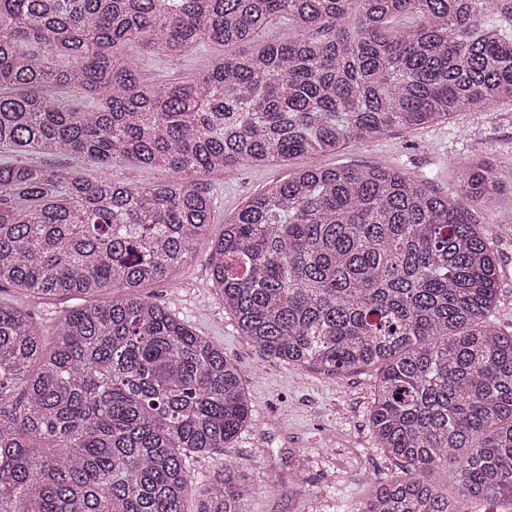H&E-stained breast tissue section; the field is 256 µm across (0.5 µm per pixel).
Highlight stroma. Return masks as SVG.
I'll use <instances>...</instances> for the list:
<instances>
[{
  "label": "stroma",
  "mask_w": 512,
  "mask_h": 512,
  "mask_svg": "<svg viewBox=\"0 0 512 512\" xmlns=\"http://www.w3.org/2000/svg\"><path fill=\"white\" fill-rule=\"evenodd\" d=\"M210 46L193 50L176 66L144 67V80L160 83L206 69L216 57ZM482 158L494 166L512 165V105L483 112H459L428 127L396 129L381 139L317 157L325 168L386 165L412 177L430 179L435 191L452 197L472 222L498 241L506 273L501 283L504 317L512 316V195L482 204L466 197L455 172L458 162ZM298 157L274 165L218 170L206 178L217 202L207 238L196 246L191 262L168 283L143 288L146 299L165 306L199 335L223 348L234 361L251 400L252 421L221 451L193 454L186 467L192 490L186 508L195 512L201 492L222 462L238 465L261 488L249 498L248 512H336V491L367 494L368 481L386 478L391 464L375 446L369 426L375 368L330 377L304 367L267 358L238 332L231 313L211 286V242L220 237L242 204L268 184L286 179L305 166ZM305 481L291 483L293 472ZM283 486L266 490L271 477Z\"/></svg>",
  "instance_id": "stroma-1"
}]
</instances>
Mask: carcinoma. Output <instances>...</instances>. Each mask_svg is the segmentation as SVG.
I'll return each mask as SVG.
<instances>
[{"label": "carcinoma", "instance_id": "cac0c4a2", "mask_svg": "<svg viewBox=\"0 0 512 512\" xmlns=\"http://www.w3.org/2000/svg\"><path fill=\"white\" fill-rule=\"evenodd\" d=\"M275 26L285 35L255 43ZM214 45L156 85L149 60ZM75 90L72 108L47 88ZM512 103V0H0V291L90 298L46 332L0 299V512H186L184 458L251 423L238 366L140 290L167 283L212 224L204 178L306 157L212 242V286L274 360L379 367L374 442L400 473L346 512L512 505V324L496 242L429 181L316 156ZM37 153L161 183L94 181ZM490 203L512 165L458 163ZM455 456L450 486L429 479ZM241 470L198 512H244ZM217 50L212 46L200 47L193 50L177 66L166 64H151L141 70V77L149 82L161 83L165 80H172L182 77L185 74L198 72L206 69L216 57ZM114 181L159 182L168 174L161 168L146 167L135 162H127L113 166L108 171Z\"/></svg>", "mask_w": 512, "mask_h": 512}]
</instances>
